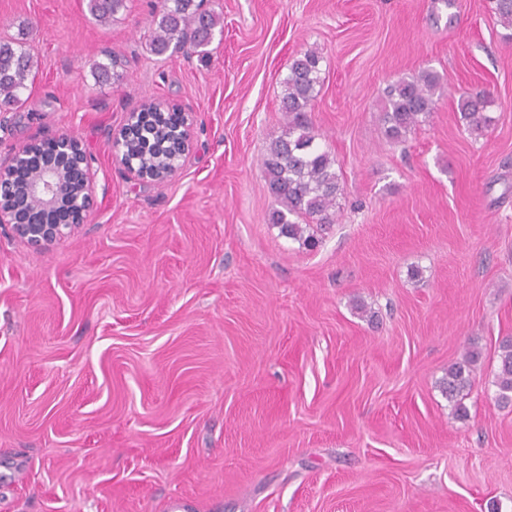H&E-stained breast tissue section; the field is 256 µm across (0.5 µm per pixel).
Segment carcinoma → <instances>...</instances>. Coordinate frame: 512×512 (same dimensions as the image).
<instances>
[{"instance_id": "carcinoma-1", "label": "carcinoma", "mask_w": 512, "mask_h": 512, "mask_svg": "<svg viewBox=\"0 0 512 512\" xmlns=\"http://www.w3.org/2000/svg\"><path fill=\"white\" fill-rule=\"evenodd\" d=\"M93 19L108 23L126 8V0H87ZM500 25L512 29V0H495ZM150 41L151 51L162 55L167 51L207 54L221 16L202 10V0H160L154 13ZM321 57L313 51L298 53L291 61L288 75L282 81L281 111L285 112L286 130L274 140L264 155L262 166L273 196L281 208L270 215V222L280 233L306 247L316 243L313 225L331 224L335 218L337 199L344 193L335 161L316 144L318 134L302 120L316 100L321 85ZM33 60L15 41H0V105L20 107L25 102ZM439 77L423 71L402 78L388 87L383 115L386 136L396 142L406 141L408 134L433 110V96ZM487 96L483 92L461 97L459 111L470 132H480L488 121L483 115ZM151 115L134 133L130 148L139 162L162 163L175 151L173 134L176 117ZM479 353L465 352L461 361L448 368L439 382L441 392L453 403L455 411L464 412L460 393L470 381L472 366ZM494 385L496 400L512 404V339L500 345Z\"/></svg>"}]
</instances>
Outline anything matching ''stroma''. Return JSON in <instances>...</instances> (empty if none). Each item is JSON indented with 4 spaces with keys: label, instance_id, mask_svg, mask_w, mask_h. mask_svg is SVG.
I'll use <instances>...</instances> for the list:
<instances>
[{
    "label": "stroma",
    "instance_id": "35a3bbf8",
    "mask_svg": "<svg viewBox=\"0 0 512 512\" xmlns=\"http://www.w3.org/2000/svg\"><path fill=\"white\" fill-rule=\"evenodd\" d=\"M207 57L150 51L155 0H0L33 83L0 160L68 133L94 158L87 224L34 249L0 228V512H512V39L492 0H206ZM321 57L306 118L344 184L306 248L270 223L281 83ZM118 56L119 79L94 67ZM431 70L391 142L385 89ZM491 123L466 131L465 92ZM192 118L176 176L143 182L113 130ZM419 277H411V269ZM479 359L458 417L438 383ZM23 472L14 482V472ZM87 8L93 19L108 23L115 21L116 15L126 8V0H87ZM499 360L495 372L494 385L496 400L503 404H512V339L504 340L499 347Z\"/></svg>",
    "mask_w": 512,
    "mask_h": 512
}]
</instances>
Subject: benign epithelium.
I'll return each instance as SVG.
<instances>
[{"label": "benign epithelium", "mask_w": 512, "mask_h": 512, "mask_svg": "<svg viewBox=\"0 0 512 512\" xmlns=\"http://www.w3.org/2000/svg\"><path fill=\"white\" fill-rule=\"evenodd\" d=\"M181 152L165 170H148L127 157L123 140L138 113L110 135L112 157L142 181L175 176L191 147V115L178 113ZM93 158L77 137L61 133L29 143L0 162V224L31 247L51 246L88 222L96 205Z\"/></svg>", "instance_id": "1"}]
</instances>
